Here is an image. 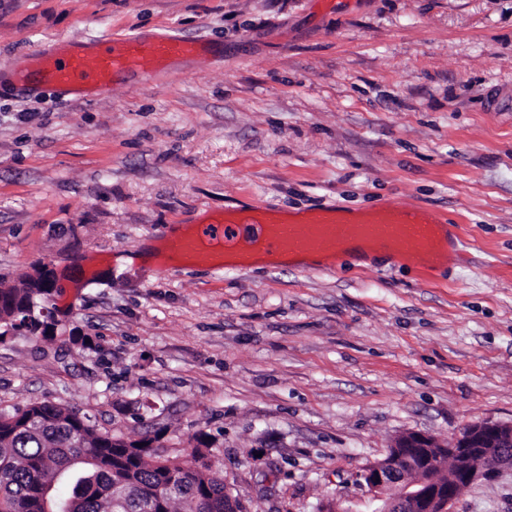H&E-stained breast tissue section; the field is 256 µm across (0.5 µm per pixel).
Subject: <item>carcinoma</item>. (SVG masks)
Segmentation results:
<instances>
[{"label":"carcinoma","mask_w":512,"mask_h":512,"mask_svg":"<svg viewBox=\"0 0 512 512\" xmlns=\"http://www.w3.org/2000/svg\"><path fill=\"white\" fill-rule=\"evenodd\" d=\"M50 289L0 288V327L40 315ZM90 417L46 401L0 412V512H227L204 436L167 459L152 442L119 448Z\"/></svg>","instance_id":"carcinoma-1"}]
</instances>
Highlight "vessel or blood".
Masks as SVG:
<instances>
[{
  "mask_svg": "<svg viewBox=\"0 0 512 512\" xmlns=\"http://www.w3.org/2000/svg\"><path fill=\"white\" fill-rule=\"evenodd\" d=\"M80 41V36H71L53 51L35 57L28 69L16 73L15 90L26 93L47 87L81 100L87 92L106 88L118 77L147 78L173 59L207 48L203 40L178 35L146 39L105 33L86 48L81 47ZM446 237L445 225L427 210L393 202L356 220L333 209L315 210L298 220L280 219L260 210L243 219L228 216L218 223L197 225L192 232L174 240L171 250L183 257L218 250L224 254L225 267L239 268L246 259L257 255L335 256L354 243H380L404 256L423 259L429 268L443 258Z\"/></svg>",
  "mask_w": 512,
  "mask_h": 512,
  "instance_id": "b4317fda",
  "label": "vessel or blood"
}]
</instances>
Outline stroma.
<instances>
[{"label": "stroma", "mask_w": 512, "mask_h": 512, "mask_svg": "<svg viewBox=\"0 0 512 512\" xmlns=\"http://www.w3.org/2000/svg\"><path fill=\"white\" fill-rule=\"evenodd\" d=\"M207 40L75 102L14 91L79 34ZM429 209L431 269L161 264L225 213ZM54 266L53 339L0 343V410L196 433L248 512H370L359 472L409 432L512 422V0H0V288ZM92 348H84L81 337ZM453 512H512V468Z\"/></svg>", "instance_id": "35a3bbf8"}]
</instances>
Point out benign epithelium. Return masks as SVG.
Returning a JSON list of instances; mask_svg holds the SVG:
<instances>
[{
  "instance_id": "obj_1",
  "label": "benign epithelium",
  "mask_w": 512,
  "mask_h": 512,
  "mask_svg": "<svg viewBox=\"0 0 512 512\" xmlns=\"http://www.w3.org/2000/svg\"><path fill=\"white\" fill-rule=\"evenodd\" d=\"M486 457L512 465V423L470 424L446 447L421 433L404 434L359 478L373 512H452L461 488L481 476L478 465Z\"/></svg>"
}]
</instances>
